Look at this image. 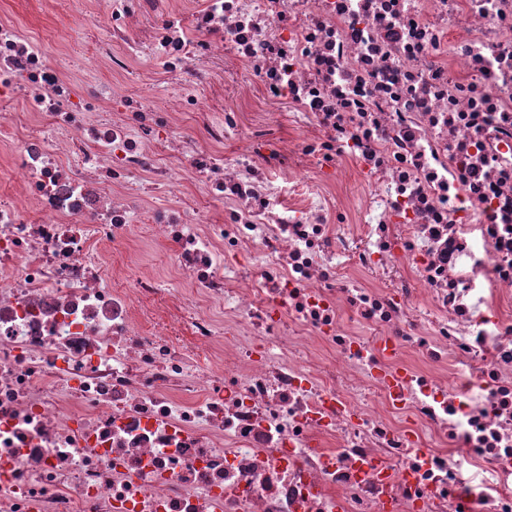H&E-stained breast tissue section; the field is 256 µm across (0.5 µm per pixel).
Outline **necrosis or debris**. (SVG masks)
<instances>
[{"mask_svg":"<svg viewBox=\"0 0 512 512\" xmlns=\"http://www.w3.org/2000/svg\"><path fill=\"white\" fill-rule=\"evenodd\" d=\"M92 6L0 16V512H512V0ZM42 0H0L1 11L14 15L22 30L44 31L45 43L54 52L80 59L96 39L90 22L87 0H57L52 13H47Z\"/></svg>","mask_w":512,"mask_h":512,"instance_id":"necrosis-or-debris-1","label":"necrosis or debris"}]
</instances>
